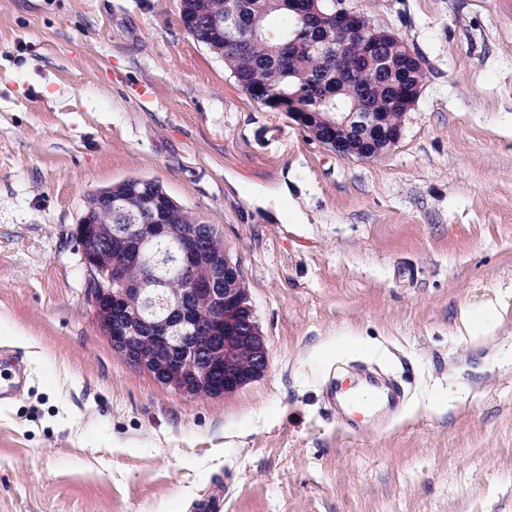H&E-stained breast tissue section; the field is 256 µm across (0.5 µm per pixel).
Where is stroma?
<instances>
[{
    "instance_id": "35a3bbf8",
    "label": "stroma",
    "mask_w": 512,
    "mask_h": 512,
    "mask_svg": "<svg viewBox=\"0 0 512 512\" xmlns=\"http://www.w3.org/2000/svg\"><path fill=\"white\" fill-rule=\"evenodd\" d=\"M426 60L401 140L336 155L181 0H0V512H512V0H346ZM159 181L237 260L268 368L186 397L91 317L89 194ZM509 302L487 335L464 309ZM398 414L343 429L358 363Z\"/></svg>"
}]
</instances>
